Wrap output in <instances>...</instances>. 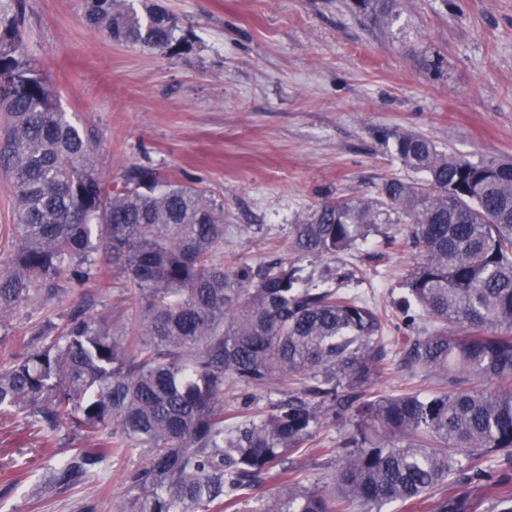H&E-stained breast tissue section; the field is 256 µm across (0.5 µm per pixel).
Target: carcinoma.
Segmentation results:
<instances>
[{"instance_id":"carcinoma-1","label":"carcinoma","mask_w":512,"mask_h":512,"mask_svg":"<svg viewBox=\"0 0 512 512\" xmlns=\"http://www.w3.org/2000/svg\"><path fill=\"white\" fill-rule=\"evenodd\" d=\"M386 39L403 32L406 0H352ZM86 21L120 44L170 56L187 39L152 4L85 0ZM424 72L440 54L402 43ZM384 144L417 180L387 179L373 199H326L289 231L288 256L236 269L219 259L224 206L203 187L162 181L133 165L105 188L88 133L68 117L15 21H0V169L10 178L15 223L0 230V316L75 279L127 290L129 328L84 307L47 319L24 351L0 366V413L49 429L71 423L85 444L48 467L52 487L100 476L114 456L137 455L128 512H235L259 481L277 493L250 512H347L417 505L440 487L432 512H474L493 491L512 512V160L472 161L409 132ZM412 224L417 256L402 323L404 366L435 379L425 393L364 397L380 372L383 324L367 304L301 275L296 262L368 241L379 224ZM463 332L448 335V325ZM302 386L260 404L271 386ZM352 423L329 490L282 467L318 428Z\"/></svg>"}]
</instances>
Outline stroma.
I'll use <instances>...</instances> for the list:
<instances>
[{"label": "stroma", "instance_id": "stroma-1", "mask_svg": "<svg viewBox=\"0 0 512 512\" xmlns=\"http://www.w3.org/2000/svg\"><path fill=\"white\" fill-rule=\"evenodd\" d=\"M158 2L188 51L117 44L89 28L84 0H0V10L16 17L72 121L91 132L104 180L141 165L223 202L225 266L286 254L290 226L325 196L371 198L385 179L411 178L380 131L421 135L474 160L512 158V0H408L410 39L443 55L440 78L361 24L351 0ZM414 258L407 224H384L359 250L302 266L316 278L352 274L348 290L385 314L392 337ZM64 288L65 299H36L0 320V365L85 292L74 280ZM385 353L393 368L365 393L429 389V376L400 367L399 345L390 340ZM345 432L323 425L288 469L307 485L330 479V451ZM77 445L67 430L0 417V512H121L136 459H112L102 477L68 491L45 485L47 465Z\"/></svg>", "mask_w": 512, "mask_h": 512}]
</instances>
